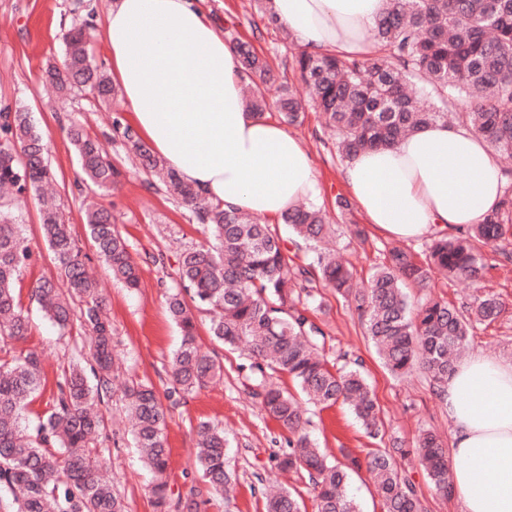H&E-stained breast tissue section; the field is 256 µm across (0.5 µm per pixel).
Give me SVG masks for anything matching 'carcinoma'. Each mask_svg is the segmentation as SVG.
I'll return each mask as SVG.
<instances>
[{
	"label": "carcinoma",
	"instance_id": "cac0c4a2",
	"mask_svg": "<svg viewBox=\"0 0 512 512\" xmlns=\"http://www.w3.org/2000/svg\"><path fill=\"white\" fill-rule=\"evenodd\" d=\"M94 13L64 36L61 65L47 75L76 95L108 107L117 93L111 78L90 53L88 29ZM373 51L365 56L300 51L293 59L305 95L280 86L274 97L266 87L270 70L253 46L234 44L245 86L247 110L258 117L274 108L284 122H301L306 107L321 112L349 160L373 148L394 146L419 128L446 123L485 139L512 158V0H389L372 30ZM113 138L127 155L139 159L149 187L186 207L208 240L179 258L180 289L167 295L171 320L181 342L170 361L169 396L184 399L220 373V365L198 343L197 326L184 295L211 314L209 333L228 347L245 345L251 363L250 386L264 411L288 431V450L277 456L283 469L303 471L314 492L317 512H359L345 491L351 473L366 468L382 498L383 512H427L414 483L401 475L396 457L414 455L437 494L452 496L448 455L440 437L424 431L413 448H379L365 461L343 453L330 459L311 439L309 409L271 382L286 375L306 401L349 406L364 433L376 439L384 423L359 363L334 369L320 354L325 332L309 315L314 295L300 278L317 273L356 312L365 335L384 367L395 376L418 369L436 395L454 370L475 325H490L504 311L494 295L475 294L456 307L425 298L412 306L406 285L429 286L434 274L478 285L485 273L483 250L497 249L512 237V183L495 210L477 224L432 240L426 260L415 261L401 248L389 250L367 284L359 286L344 258L321 242L331 227L323 211L298 205L284 214L295 246L310 252L305 266L288 263L281 238L270 225L240 208L208 201L182 181L131 126L115 117ZM86 189L104 196L123 173L97 137L80 125L68 128ZM55 180L48 147L22 106L0 110V337L23 340L30 320L16 295V283L32 265L16 203ZM41 231L57 269V278L36 280L32 297L44 316L61 330L75 320L89 331V354L78 353L56 382L48 409L30 429L24 409L42 386V359L36 350L0 357V501L12 512H127L112 477L97 459L98 438L106 429L100 409L112 391V322L106 299L86 273L82 250L56 205L40 207ZM88 239L112 278L129 290L140 288V270L130 244L104 205L84 209ZM123 399L141 456L155 476L151 488L155 512H168L169 449L167 413L147 383L125 387ZM196 464L212 495L232 483L227 469L224 429L202 420L196 426ZM266 512H302L299 498L282 490L267 496Z\"/></svg>",
	"mask_w": 512,
	"mask_h": 512
}]
</instances>
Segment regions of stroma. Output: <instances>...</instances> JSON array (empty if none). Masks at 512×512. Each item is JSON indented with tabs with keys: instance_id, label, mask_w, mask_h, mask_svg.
I'll return each instance as SVG.
<instances>
[{
	"instance_id": "35a3bbf8",
	"label": "stroma",
	"mask_w": 512,
	"mask_h": 512,
	"mask_svg": "<svg viewBox=\"0 0 512 512\" xmlns=\"http://www.w3.org/2000/svg\"><path fill=\"white\" fill-rule=\"evenodd\" d=\"M111 3L112 0H0V107L22 105L32 113L48 142L49 160L58 175L56 197L63 218L72 224L83 253L89 257L87 265L104 289L112 319L116 370L112 398L104 405L108 430L99 444V456L110 465L128 512H153V475L133 446L121 390L128 381H143L165 397L170 386L169 360L181 341L180 331L167 312L165 291L177 286L182 251L202 242L205 235L184 206L166 193L149 189L146 175L129 169L126 179L105 197L104 203L111 207L117 227L127 236L141 267L139 289L130 291L111 280L93 254L83 222L77 186L79 170L64 129L77 122L90 134L99 136L108 131L112 116L126 117L128 109L120 99L105 107L80 96L66 97L46 81L44 73L48 65L59 62L64 33L90 10L96 14L92 52L97 62L108 63L104 23ZM206 7L209 19L225 40L238 38L250 42L259 55L269 60L278 81L301 87L299 75L292 68L293 57L301 46L281 30L265 27L258 0H206ZM290 132L303 141L313 157L318 189L314 202L329 213L336 248L352 264L355 277L367 279L393 246V239L366 224L358 209L344 214L337 210V196L347 193L340 179L343 160L324 133L322 115L307 110L303 123L291 127ZM15 215L24 226L33 254L31 267L17 284L32 331L26 340L14 343L13 348L36 349L44 354L45 386L25 412L28 424L33 426L45 410L69 358L76 349L89 344L90 338L79 327L61 335L32 301L33 282L52 275L54 267L39 228L36 200L19 202ZM485 258L487 271L481 285L484 291L501 297L505 312L492 325L475 328L469 351L511 362L512 242L505 243L500 251L486 250ZM314 295L312 316L326 333L327 354L333 359L346 355L362 360L386 430L383 441L378 442L364 435L346 407L316 408L311 414L312 434L320 447L335 457L347 451L363 459L375 448H388L396 441L412 445L424 429L434 430L442 440H449L448 417L429 379L418 372L402 378L392 376L381 365L348 304L333 289L320 285ZM196 318L199 341L223 372L186 400L176 403L165 397L163 402L168 410L165 434L170 450V512H188L186 504L192 498L199 503L198 512H265L260 495L264 486L296 490L306 512H314L306 474L288 472L278 465L276 456L286 449V433L266 416L258 399L246 388L250 363L247 353L214 342L208 333L206 313H197ZM202 419L224 428L226 456L238 478L237 492L227 502L209 499L207 486L195 465V427ZM398 467L415 484L428 512H462L457 498L445 499L436 493L416 459H399Z\"/></svg>"
}]
</instances>
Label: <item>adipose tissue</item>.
Instances as JSON below:
<instances>
[{"label":"adipose tissue","instance_id":"obj_1","mask_svg":"<svg viewBox=\"0 0 512 512\" xmlns=\"http://www.w3.org/2000/svg\"><path fill=\"white\" fill-rule=\"evenodd\" d=\"M205 0H113L104 39L132 122L209 201L280 220L317 194L302 142L245 108L234 49ZM387 0H269L311 52L364 54ZM341 180L368 223L403 241L479 223L503 190L493 150L461 127H423L349 160ZM455 497L463 512H512V362L475 354L448 377Z\"/></svg>","mask_w":512,"mask_h":512}]
</instances>
